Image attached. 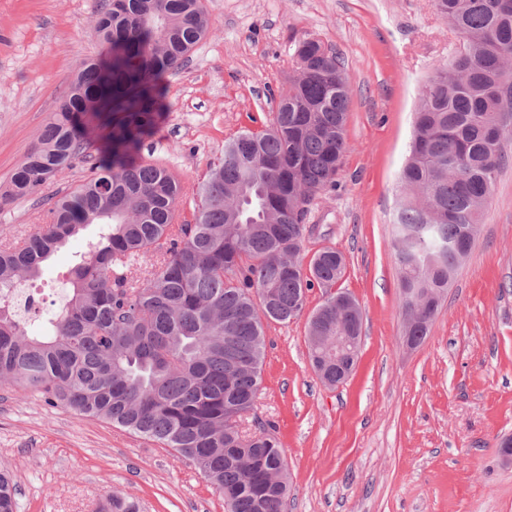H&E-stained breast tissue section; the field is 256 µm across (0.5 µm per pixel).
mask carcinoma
I'll return each instance as SVG.
<instances>
[{"label":"carcinoma","instance_id":"cac0c4a2","mask_svg":"<svg viewBox=\"0 0 512 512\" xmlns=\"http://www.w3.org/2000/svg\"><path fill=\"white\" fill-rule=\"evenodd\" d=\"M457 32L453 62L438 68L415 112L393 221L403 335L420 345L507 160L512 132V0H435ZM96 29L102 54L80 63L38 144L12 174L0 203L38 193L73 166L89 133L110 158L56 196L42 229L0 243V382L50 405L107 421L172 449L225 497L228 512H283L288 487L273 424L249 434L265 348L263 322L301 314L307 291L336 287L346 272L334 247L300 259L309 205L335 184L345 150L350 85L337 56L314 38L296 48L299 74L279 94L271 125L224 145L196 190L193 219L176 223L184 196L167 168L136 160L155 126L158 79L209 34L202 0H106ZM99 225L69 270V291L35 325L7 291L40 274L71 236ZM148 253L160 261L128 276ZM327 294L312 313L310 361L336 356ZM0 512H17L0 472ZM101 512H140L114 496Z\"/></svg>","mask_w":512,"mask_h":512}]
</instances>
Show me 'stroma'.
<instances>
[{
    "label": "stroma",
    "mask_w": 512,
    "mask_h": 512,
    "mask_svg": "<svg viewBox=\"0 0 512 512\" xmlns=\"http://www.w3.org/2000/svg\"><path fill=\"white\" fill-rule=\"evenodd\" d=\"M210 33L166 75L165 114L140 157L167 168L192 197L225 141L269 125L279 90L297 71V42L331 48L351 95L346 151L335 186L307 216L304 259L342 251L339 287L363 311L359 360L341 386L309 365L303 315L269 321L254 417L273 422L288 479L286 512H512V164L497 177L480 231L448 287L425 342L402 343L393 257L396 187L413 113L459 41L434 0H203ZM101 0H0V187L25 160L67 94L79 62L100 53ZM101 144L38 195L0 207V241L36 233L56 195L80 184ZM98 233L70 238L34 281L45 313L59 305L66 271ZM17 512H98L111 495L141 512H226L224 497L172 449L105 422L0 386V470Z\"/></svg>",
    "instance_id": "stroma-1"
}]
</instances>
